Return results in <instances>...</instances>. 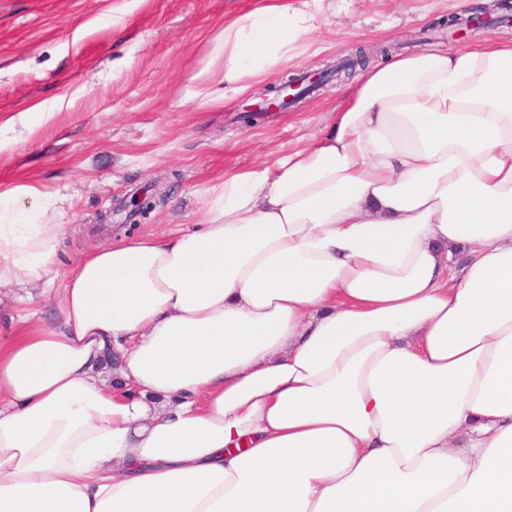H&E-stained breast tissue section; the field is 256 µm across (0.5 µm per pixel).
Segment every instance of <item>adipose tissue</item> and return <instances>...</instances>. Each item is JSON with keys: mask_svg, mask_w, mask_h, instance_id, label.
<instances>
[{"mask_svg": "<svg viewBox=\"0 0 512 512\" xmlns=\"http://www.w3.org/2000/svg\"><path fill=\"white\" fill-rule=\"evenodd\" d=\"M326 20L225 17V85ZM63 232L0 221V294L61 287L0 336V512H512V41L383 58L196 229Z\"/></svg>", "mask_w": 512, "mask_h": 512, "instance_id": "ef3b65f1", "label": "adipose tissue"}]
</instances>
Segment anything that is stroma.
<instances>
[{"instance_id": "obj_1", "label": "stroma", "mask_w": 512, "mask_h": 512, "mask_svg": "<svg viewBox=\"0 0 512 512\" xmlns=\"http://www.w3.org/2000/svg\"><path fill=\"white\" fill-rule=\"evenodd\" d=\"M325 0L331 23L313 52L284 74L322 70L360 50L414 53L462 48L484 36L512 38V24L474 29L459 39L439 20L466 18L471 5L445 0ZM253 0H0V216L65 224L62 268L89 247L127 236L167 238L197 224L206 197L225 175L308 144L335 107L347 75L299 103L249 123L251 94L224 89L214 39L226 14ZM217 101L199 106L192 86ZM164 178L168 198L143 224H101L133 188ZM26 188L13 198L7 191ZM45 195L31 207L29 192ZM59 287L0 300V328L53 318Z\"/></svg>"}]
</instances>
